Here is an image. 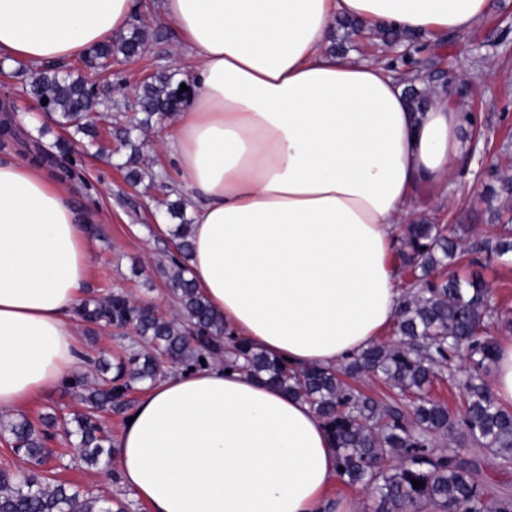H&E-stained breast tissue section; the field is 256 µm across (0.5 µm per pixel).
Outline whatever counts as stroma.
Returning <instances> with one entry per match:
<instances>
[{
	"label": "stroma",
	"mask_w": 512,
	"mask_h": 512,
	"mask_svg": "<svg viewBox=\"0 0 512 512\" xmlns=\"http://www.w3.org/2000/svg\"><path fill=\"white\" fill-rule=\"evenodd\" d=\"M161 0H137L131 22L144 25L146 52L135 62L122 56L112 59V77L108 94L112 108L103 112L99 154H73L62 151L68 135L52 121L33 125L29 117L36 104L26 83L36 65L22 60L0 59V103L13 111L16 133L0 135V161L22 160L27 156L24 141H36L54 154L57 166L52 173L64 188L91 238V273L85 295L97 298L112 291H122L130 299L147 302L158 314L171 317L177 308L166 276L161 270L171 249L170 240L157 232V225L167 221L170 201L163 187L181 188L179 175L162 145L172 131V117H165L143 133L146 143L142 164L147 171L140 182H129L119 165L127 155L114 134L120 125L136 122L138 114L131 102L141 81L162 71L185 78L195 59L182 44L174 25L161 13ZM420 69L426 80H414L415 89L424 81L442 84L448 73H455L465 83L461 99L463 109L476 118L474 127L464 128L462 147L470 151L465 170L458 172L447 188L420 194L416 218H434L439 223L469 226L471 237L490 235L493 214L482 200L483 184L492 169L490 159L499 151L512 153V0H488L482 20L464 34H452L434 51L421 54ZM462 275L477 276L490 292L492 306L512 314V254L502 257L479 255L477 264L463 266ZM82 360L74 368L77 377H91L89 359L105 356L117 359L127 350L141 345L136 333L112 327L87 330L78 325ZM73 388L61 382L50 393L32 399L20 407L21 415L32 423L53 413L63 417L82 410ZM52 447L65 449L55 461L59 480L82 493L108 494L126 501L130 512H150L144 501L114 481L116 464L96 469L81 465L77 452L69 447L63 425H56Z\"/></svg>",
	"instance_id": "35a3bbf8"
}]
</instances>
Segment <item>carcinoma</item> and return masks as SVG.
Instances as JSON below:
<instances>
[{
    "mask_svg": "<svg viewBox=\"0 0 512 512\" xmlns=\"http://www.w3.org/2000/svg\"><path fill=\"white\" fill-rule=\"evenodd\" d=\"M146 33L134 27L116 42L93 47L85 64L105 68L115 54L126 59L145 46ZM182 81L163 72L143 82L135 108L144 115L138 124L119 134L131 154L123 163L132 182L143 178L135 140L155 117L179 110L191 91H178ZM30 94L37 103L48 99L46 111L64 129L95 136L93 115L102 105L97 90L82 77L38 72L31 77ZM486 202H501L499 231L494 240L468 239V227L448 229L428 220L408 224L396 251L403 299L391 328L392 342H376L334 368L296 370L226 332L204 297L188 277L191 256L189 224L182 202L168 204L171 218L180 220L169 254L168 283L178 302V316L159 317L147 303H136L121 292L83 302L75 314L84 322L132 327L146 349L131 351L112 365L95 362V378L75 381L84 403L81 412L65 422L75 438L78 457L97 466L108 454L110 437L95 412L109 406L128 409L125 397L137 384L154 383L175 371H188L216 362L247 372L279 387L310 405L334 441L339 477L361 484L373 496L374 512H421L425 504L438 512H512L508 491L493 494L479 478L476 451L512 466V409L489 393L481 370L497 360L498 344L492 330H512V320L490 306L485 283L474 276L446 274L444 269L468 256L488 253L502 257L512 252V174L498 172L485 185ZM468 358L473 372L461 381L465 392L462 412L430 396L440 380H453L458 361ZM362 377H377L388 388L375 397L358 387ZM57 417L43 418L37 429L24 416L0 423L14 451L29 468L22 474L0 470V512H128L129 504L112 497L84 495L53 479L45 465L54 456L47 447L48 429ZM464 431L475 447H445V441ZM420 482L413 487L412 481Z\"/></svg>",
    "mask_w": 512,
    "mask_h": 512,
    "instance_id": "obj_1",
    "label": "carcinoma"
}]
</instances>
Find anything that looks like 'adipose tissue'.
Listing matches in <instances>:
<instances>
[{
  "label": "adipose tissue",
  "instance_id": "1",
  "mask_svg": "<svg viewBox=\"0 0 512 512\" xmlns=\"http://www.w3.org/2000/svg\"><path fill=\"white\" fill-rule=\"evenodd\" d=\"M487 0H163L196 65L167 148L190 191L189 276L231 335L297 369L376 342L402 301L392 257L424 188L460 169L455 91L414 109L394 66L326 51L333 22L426 37ZM135 0H0V54L66 61L127 28ZM91 241L66 195L0 162V411L65 379ZM113 449L152 512H358L328 503L336 454L304 401L222 364L148 386Z\"/></svg>",
  "mask_w": 512,
  "mask_h": 512
}]
</instances>
